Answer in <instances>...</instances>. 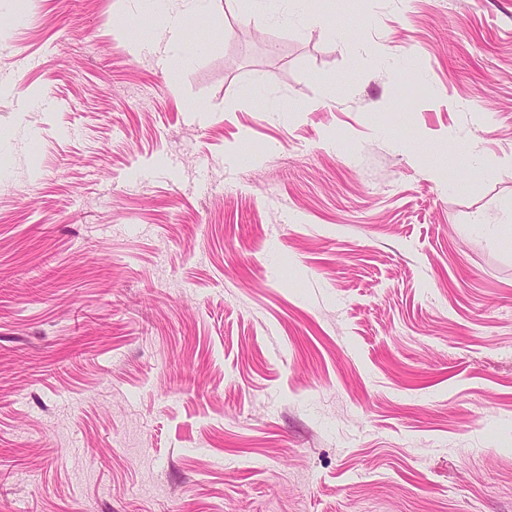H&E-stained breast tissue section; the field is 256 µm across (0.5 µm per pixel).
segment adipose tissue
Here are the masks:
<instances>
[{"label":"adipose tissue","instance_id":"adipose-tissue-1","mask_svg":"<svg viewBox=\"0 0 512 512\" xmlns=\"http://www.w3.org/2000/svg\"><path fill=\"white\" fill-rule=\"evenodd\" d=\"M138 12L150 18L160 35L144 42V49L166 59L183 62L182 50L186 44L188 24L191 19L202 17L210 10V0H185L183 9H171L168 0H136Z\"/></svg>","mask_w":512,"mask_h":512}]
</instances>
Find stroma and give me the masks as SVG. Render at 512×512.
Returning a JSON list of instances; mask_svg holds the SVG:
<instances>
[{
    "label": "stroma",
    "mask_w": 512,
    "mask_h": 512,
    "mask_svg": "<svg viewBox=\"0 0 512 512\" xmlns=\"http://www.w3.org/2000/svg\"><path fill=\"white\" fill-rule=\"evenodd\" d=\"M188 32L0 0V512H512V0Z\"/></svg>",
    "instance_id": "1"
}]
</instances>
